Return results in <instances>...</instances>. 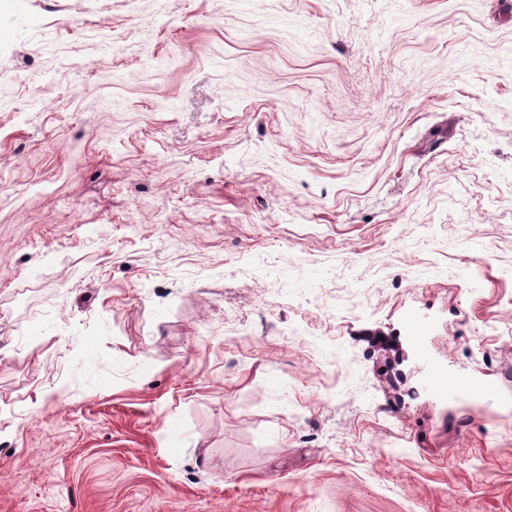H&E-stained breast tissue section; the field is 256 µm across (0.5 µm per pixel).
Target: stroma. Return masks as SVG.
I'll use <instances>...</instances> for the list:
<instances>
[{"label": "stroma", "mask_w": 512, "mask_h": 512, "mask_svg": "<svg viewBox=\"0 0 512 512\" xmlns=\"http://www.w3.org/2000/svg\"><path fill=\"white\" fill-rule=\"evenodd\" d=\"M0 88V512H512V0H0Z\"/></svg>", "instance_id": "stroma-1"}]
</instances>
